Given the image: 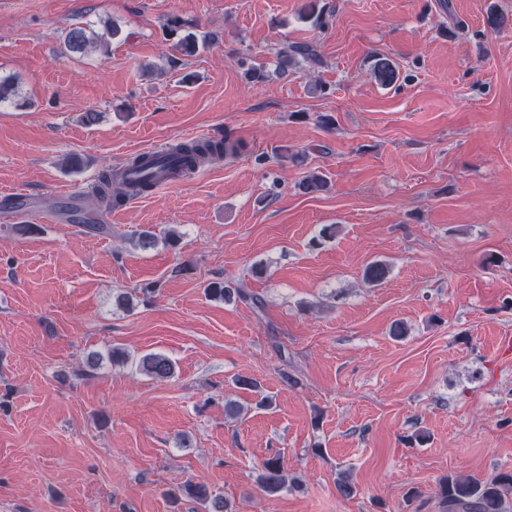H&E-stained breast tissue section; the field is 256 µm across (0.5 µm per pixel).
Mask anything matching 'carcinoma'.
Segmentation results:
<instances>
[{"label":"carcinoma","instance_id":"1","mask_svg":"<svg viewBox=\"0 0 512 512\" xmlns=\"http://www.w3.org/2000/svg\"><path fill=\"white\" fill-rule=\"evenodd\" d=\"M103 27L104 31L101 33L91 27L76 26L70 29L64 40L65 50L80 55L92 49L108 52L112 37L118 34V29L109 21L103 22ZM302 61L317 68L323 65L312 45L296 43L290 45L288 51L278 54V71L283 75L297 68ZM372 71L376 81L384 87H392L400 80L396 65L385 55L374 56ZM243 150L244 145L229 136L179 142L169 147L165 153V157L176 161L175 165L167 169V176L177 179L199 165L237 155ZM150 166L151 162L146 157L137 154L127 160L120 178H114L110 170L104 173L96 187L97 198L103 210L110 211L113 206L121 204L129 197L145 196L153 191L156 182L147 174ZM325 186L326 180L317 172L304 176L299 183V189L304 193L318 192ZM388 272L386 262L375 260L366 266L363 278L367 284L376 286L386 279ZM206 292L210 298L219 301L234 295L242 297L250 301L258 313L265 309L263 298L224 281L211 282ZM137 369L157 381H165L174 373L173 362L168 357L153 353L141 356ZM255 483L268 495L281 491L288 483L283 459L273 456L263 461ZM167 496L175 501L183 497L191 499L203 505L206 512H234L228 501L212 496L201 484H185L167 492ZM439 499L442 512H512V471L499 473L485 481L465 475L445 476L439 482Z\"/></svg>","mask_w":512,"mask_h":512}]
</instances>
